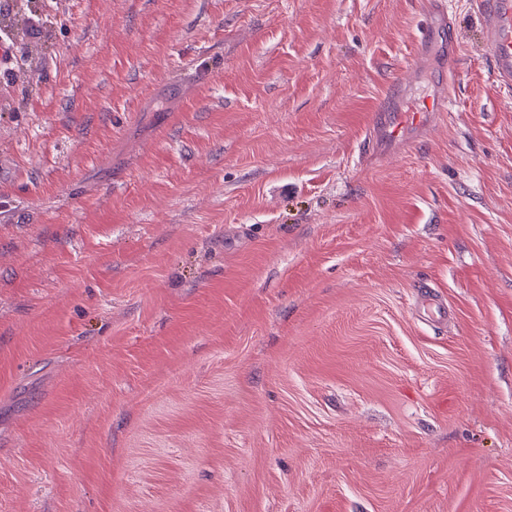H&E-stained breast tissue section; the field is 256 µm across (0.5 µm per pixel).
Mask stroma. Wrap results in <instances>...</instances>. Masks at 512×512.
<instances>
[{
  "label": "stroma",
  "mask_w": 512,
  "mask_h": 512,
  "mask_svg": "<svg viewBox=\"0 0 512 512\" xmlns=\"http://www.w3.org/2000/svg\"><path fill=\"white\" fill-rule=\"evenodd\" d=\"M447 2L413 71L417 0H11L0 512H512V94ZM397 82L451 110L366 153ZM426 5L423 9L428 24L438 22L448 28V54L457 59L459 53V31L455 18L448 12L446 0H434L433 2H420Z\"/></svg>",
  "instance_id": "stroma-1"
}]
</instances>
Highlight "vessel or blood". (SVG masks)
I'll use <instances>...</instances> for the list:
<instances>
[{"label": "vessel or blood", "mask_w": 512, "mask_h": 512, "mask_svg": "<svg viewBox=\"0 0 512 512\" xmlns=\"http://www.w3.org/2000/svg\"><path fill=\"white\" fill-rule=\"evenodd\" d=\"M478 9L483 17L482 48L490 59L495 79L500 88L512 92V0H479ZM428 22H437L448 28V52L459 53V31L455 18L448 12L446 0H428L425 7ZM400 121L391 119L384 108H377L368 143L378 137L398 138Z\"/></svg>", "instance_id": "vessel-or-blood-1"}]
</instances>
